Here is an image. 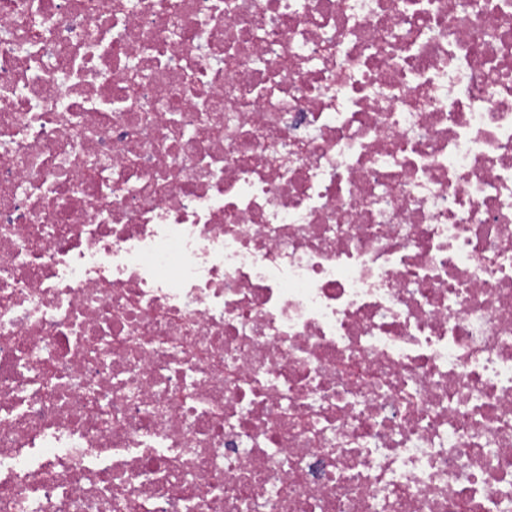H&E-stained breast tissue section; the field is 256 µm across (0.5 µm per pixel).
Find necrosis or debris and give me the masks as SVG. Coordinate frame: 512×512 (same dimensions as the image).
<instances>
[{"instance_id":"obj_1","label":"necrosis or debris","mask_w":512,"mask_h":512,"mask_svg":"<svg viewBox=\"0 0 512 512\" xmlns=\"http://www.w3.org/2000/svg\"><path fill=\"white\" fill-rule=\"evenodd\" d=\"M0 512H512V0H0Z\"/></svg>"}]
</instances>
